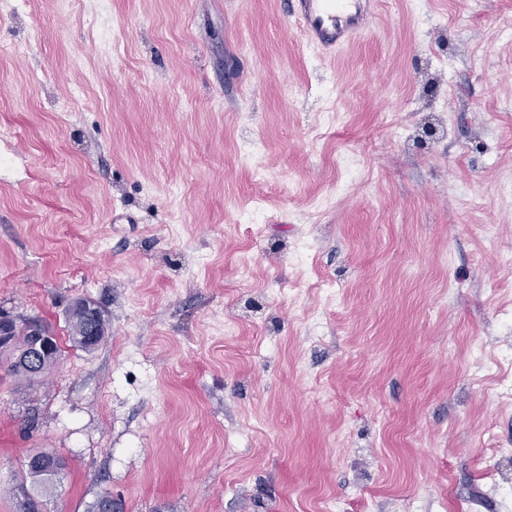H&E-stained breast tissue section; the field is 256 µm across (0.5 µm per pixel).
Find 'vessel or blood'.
<instances>
[{"label":"vessel or blood","mask_w":512,"mask_h":512,"mask_svg":"<svg viewBox=\"0 0 512 512\" xmlns=\"http://www.w3.org/2000/svg\"><path fill=\"white\" fill-rule=\"evenodd\" d=\"M371 0H289L288 9L307 40L333 50L368 26Z\"/></svg>","instance_id":"obj_1"}]
</instances>
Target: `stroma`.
<instances>
[{"instance_id": "stroma-1", "label": "stroma", "mask_w": 512, "mask_h": 512, "mask_svg": "<svg viewBox=\"0 0 512 512\" xmlns=\"http://www.w3.org/2000/svg\"><path fill=\"white\" fill-rule=\"evenodd\" d=\"M502 16L376 0L323 54L285 0H0V307L64 344L0 352V512L40 450L44 512H512ZM17 321L16 317L10 311L0 309V349L1 351H11L13 353V361L20 362L27 366L35 374H40L45 370L40 369V359L36 354L30 355L27 352L17 351L13 349V341L11 340V327ZM20 363H12L11 372L14 376L24 379L29 383H34L39 376L31 373L29 370L24 368ZM67 323L68 340L73 347L90 351L105 336L106 321L104 323L92 324L81 320L72 322L67 320ZM38 455L41 457L50 456V458L29 464L24 472L22 484L24 485V482L27 483L29 480L31 486L37 488L41 496L46 497L52 493L54 478L64 468V463L55 454L51 457V452L47 450L41 451Z\"/></svg>"}]
</instances>
